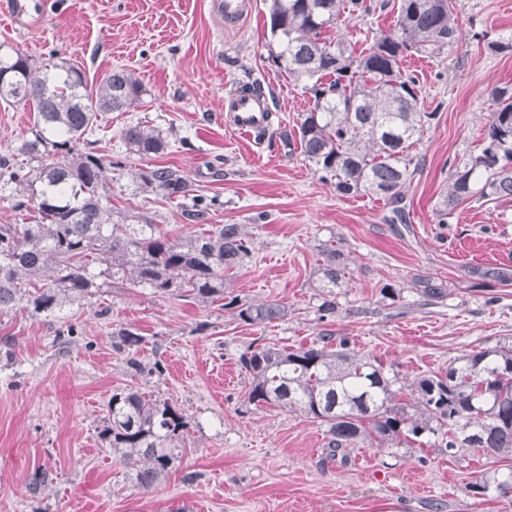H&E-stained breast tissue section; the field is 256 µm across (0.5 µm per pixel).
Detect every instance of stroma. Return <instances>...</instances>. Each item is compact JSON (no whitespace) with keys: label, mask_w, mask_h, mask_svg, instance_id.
<instances>
[{"label":"stroma","mask_w":512,"mask_h":512,"mask_svg":"<svg viewBox=\"0 0 512 512\" xmlns=\"http://www.w3.org/2000/svg\"><path fill=\"white\" fill-rule=\"evenodd\" d=\"M463 37L448 53L408 56L435 118L412 152L419 169L405 190L406 221L390 223L389 202L342 197L300 153L297 122L310 100L273 62L267 0H252L234 25L213 0H0V50L36 62L51 53L81 68L89 86L123 68L145 88L125 112L100 118L91 134L111 155L112 207L145 215L170 235L186 231L187 201L136 190L146 161L121 136L140 122L167 135L153 163L176 167L192 194L214 205L200 223L243 225L252 256L224 279L239 302L282 303L268 325L241 321L217 302L105 281L96 295L53 315L19 304L0 314V512H512V492L476 496L468 484L512 473V459L430 445L327 450L326 428L299 410L246 402L239 357L255 340L306 347L328 333L351 352L384 362L404 383L439 371L469 351L512 344V283L478 279L485 266L512 269V197L458 206L439 223L436 203L452 165L473 151L493 110L494 88L512 85V51L492 45L512 34V0H454ZM393 9L372 10L325 37L354 52L366 33L393 27ZM260 83L274 114L264 142L226 124L224 98L239 83ZM31 106L0 100V157L29 137ZM348 256L335 317L320 319L315 271L324 248ZM442 281L428 302L414 285ZM401 296L382 295L385 285ZM78 333L59 335L69 326ZM144 338L137 357L162 374L131 372L112 333ZM133 388L180 409L188 424L183 456L141 489L100 436L113 393ZM54 479L38 497L40 470Z\"/></svg>","instance_id":"stroma-1"}]
</instances>
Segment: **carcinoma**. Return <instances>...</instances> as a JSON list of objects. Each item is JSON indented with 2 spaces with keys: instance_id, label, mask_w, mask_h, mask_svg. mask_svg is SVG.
<instances>
[{
  "instance_id": "cac0c4a2",
  "label": "carcinoma",
  "mask_w": 512,
  "mask_h": 512,
  "mask_svg": "<svg viewBox=\"0 0 512 512\" xmlns=\"http://www.w3.org/2000/svg\"><path fill=\"white\" fill-rule=\"evenodd\" d=\"M268 2L267 32L281 46L273 61L313 99L298 125L304 160L322 178L335 180L337 194L383 198L403 218L404 188L419 166L410 149L436 113L425 111L417 82L401 62L411 54H444L458 43L452 0H401L394 31L372 36L357 56L343 42L327 40L323 31L370 12L366 0ZM5 71L0 100L33 102L36 115L31 137L16 148L27 166L3 157L0 169L27 191L15 208H31L35 215L30 224L0 225V312L23 302L33 313L49 316L67 303L93 297L100 276L159 296L184 293L202 302L220 301L224 308L236 304L234 297L224 301V276L250 257L241 225L214 224L205 232L171 238L150 217L139 215L129 224L110 207L106 172L112 158L86 133L102 115L125 112L140 101L142 83L117 68L91 91L69 60L39 65L18 50L0 55V74ZM491 97L494 109L479 150L450 172L448 191L436 209L440 224L466 200L512 195V86L494 88ZM122 139L126 150L141 158L169 147L160 131L139 123L126 126ZM133 182L142 192L167 198L190 192L186 178L170 166L142 167ZM210 209L206 197L195 195L187 216L198 221ZM346 269L341 250H325L315 271L323 318L336 316V289ZM477 273L483 280L512 281L507 269L483 267ZM416 292L441 299L444 286L422 278ZM286 316V307L277 302L239 305L240 320L253 325ZM143 343L131 329L112 333V348L126 354L128 368L137 374L162 371L158 362L148 369L135 358ZM240 363L250 379L247 402L305 412L326 427L332 455L365 444L409 445L426 436L450 454L479 450L512 457V346L473 350L408 385L329 334L309 347L250 349ZM406 390L409 401L403 400ZM186 428L171 404L126 389L112 394L100 435L136 485L147 490L172 469Z\"/></svg>"
}]
</instances>
